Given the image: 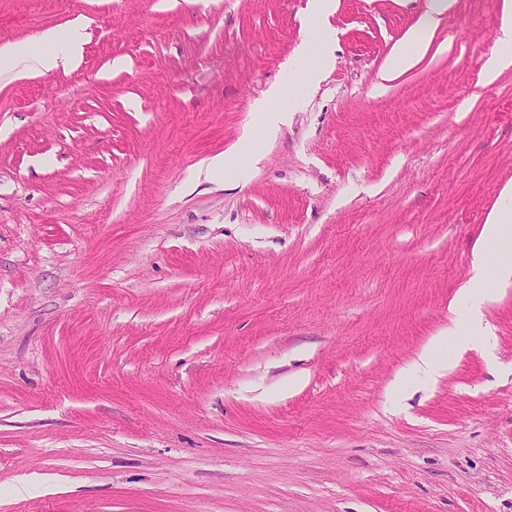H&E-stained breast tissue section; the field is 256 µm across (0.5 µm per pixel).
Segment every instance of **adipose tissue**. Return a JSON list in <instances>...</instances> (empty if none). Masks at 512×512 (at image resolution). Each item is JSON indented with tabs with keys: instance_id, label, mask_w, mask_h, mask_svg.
I'll list each match as a JSON object with an SVG mask.
<instances>
[{
	"instance_id": "obj_1",
	"label": "adipose tissue",
	"mask_w": 512,
	"mask_h": 512,
	"mask_svg": "<svg viewBox=\"0 0 512 512\" xmlns=\"http://www.w3.org/2000/svg\"><path fill=\"white\" fill-rule=\"evenodd\" d=\"M450 0H435L418 26L411 31L402 49L394 52L387 64L386 74L395 77L411 68L428 47V39L439 23L440 15L449 10ZM499 49L485 65L487 82H494L499 75L512 68V0H503L499 27L496 33ZM43 50L32 53L30 47L9 44L0 47V68L13 71L15 77L27 75L29 68L51 71L79 64L82 54L83 33L81 24L71 25L64 41H57L54 32L47 31L39 38ZM474 275L476 288L471 297L469 328L479 339H486L487 332L481 323V307L492 299L494 292L486 288L488 277L497 283L512 282V185L500 193V203L488 215L483 236L474 248Z\"/></svg>"
}]
</instances>
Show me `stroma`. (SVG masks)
<instances>
[{"instance_id": "1", "label": "stroma", "mask_w": 512, "mask_h": 512, "mask_svg": "<svg viewBox=\"0 0 512 512\" xmlns=\"http://www.w3.org/2000/svg\"><path fill=\"white\" fill-rule=\"evenodd\" d=\"M309 2L0 0V46L86 23L0 70V512H512V285L407 371L512 183L502 0L382 88L433 0H335L292 93ZM499 51L485 65V78L494 82L499 75L512 67V1L503 0L499 27L496 33ZM56 34L46 31L41 34L39 43L45 49L39 54H34L27 45L9 44L0 47L1 71H13L17 78L25 77L28 73L29 59L34 60L35 69L38 71H51L54 69L74 67L81 61L83 33L82 25H71L68 35L63 42L55 44ZM456 331L451 330L445 336L436 337L411 363L410 369L414 372H421L430 377L442 376L448 371L450 357L448 356V346L456 347Z\"/></svg>"}]
</instances>
